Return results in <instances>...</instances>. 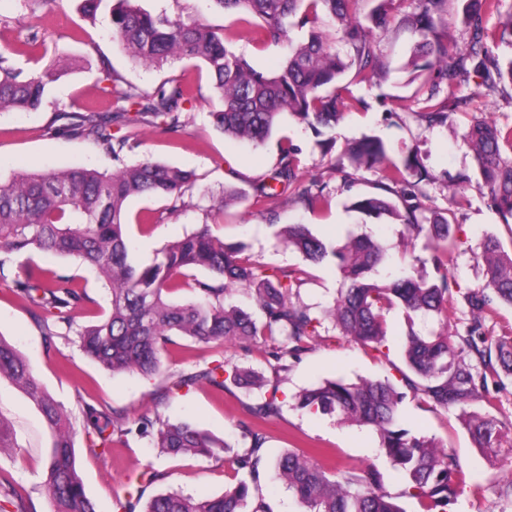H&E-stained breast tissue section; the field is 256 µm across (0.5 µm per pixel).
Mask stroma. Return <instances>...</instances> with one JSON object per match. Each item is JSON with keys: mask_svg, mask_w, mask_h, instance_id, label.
<instances>
[{"mask_svg": "<svg viewBox=\"0 0 512 512\" xmlns=\"http://www.w3.org/2000/svg\"><path fill=\"white\" fill-rule=\"evenodd\" d=\"M381 3L386 4L391 17L389 25L376 32L378 52L387 73L369 82L350 84L351 94L361 104L337 123L333 131L336 144L326 152L312 130L289 116L283 117L267 141L256 148L224 136L212 123V76L203 63L175 61L149 69L133 62L113 41L105 15H98L93 22L85 19L78 9L79 0H65L60 8L51 5L39 9L32 0H0V54L10 66L29 75L42 71L54 59L72 65L67 75L49 84L39 111L0 112V180H9L18 171L49 168L83 166L111 172L119 165L146 158L189 170L195 175V187L180 210L170 211L167 200L154 197L128 202L129 216L151 211L162 217L145 233L137 225H129L132 258L139 263L151 262L167 244L203 224L207 209L228 191L234 199L224 210L223 222L213 226V234L225 243L243 245L262 267H306L309 277L298 299L322 319L318 343L300 360L289 361L287 370L279 374L278 390L266 387L249 392L231 383L221 390L208 385L172 389L168 386L170 374L192 372L222 361L270 373L271 367L262 355L263 341H251L243 348L237 344L196 343L177 336L165 351L156 375L113 373L80 350L76 334L45 344L35 308L0 286V337L25 356L35 377L69 411L85 491L96 512H119L118 503L125 499L132 481L148 468L160 474L145 491L149 497L175 490L195 498H210L233 485L235 477L223 458L172 457L136 433L110 453H90L84 418L75 403L80 395L97 409L115 410L133 420L188 422L223 439L234 453L249 444L243 436L244 426L252 422L249 406L274 395L281 411L264 426L268 458L288 449L302 452L323 448L342 470L374 462L383 474L386 489L398 493L402 478L381 455L372 429L343 424L333 416L310 414L297 408L296 402L299 393L326 378L353 382L361 377L399 380L396 366L401 362L403 339L410 329H422L423 324L408 323L401 310H391L386 316L388 353L384 356L338 339L337 329L324 318L323 311L342 286L339 272L332 264H307L301 253L283 242L280 231L288 224H303L312 234L332 237L340 243L372 232L390 245L389 268L397 270L404 227L385 218L365 220L351 207L358 197L380 193L383 173L353 164L346 148L349 142L367 136L381 139L396 159L409 150H418L435 176L434 182L423 187L428 207L455 212L452 235L457 248L448 278L457 282L460 290L448 303L447 326L449 334L463 332L471 313L462 293L483 287L486 282L478 258L481 242L491 235L505 243L512 241V227L503 224L489 207L485 188L472 177L474 166L464 133L483 121L511 125L512 96L489 92L476 75L469 83L451 88L440 82L436 71L415 73L407 61L417 37L401 23L415 2L362 0L360 7L366 13ZM139 4L154 13H180L227 29L235 35V51L261 72L272 71L288 53L284 42L255 46L248 40L238 15L217 9L212 0H139ZM34 10L42 17L40 36L44 44L29 51L23 41L28 17ZM110 72L119 75L125 84L148 92L169 78H181L195 94L180 117L183 130L162 131L148 116L136 122L113 123V135L127 139L129 144L117 161L91 139L59 134V127L74 122L85 108L103 112L110 108L111 101L104 92ZM426 82L438 84L440 98L452 95L460 101L458 107L449 110L446 123L431 128L418 118L424 107L421 86ZM286 146L297 148L304 182L323 186L330 200L327 208L309 210L289 192L274 203L256 204L259 186L278 165L280 150ZM12 264L74 276L95 300L89 317L80 318V325L99 319L110 308V293L103 282L72 258L32 252L14 256ZM0 415L10 421L17 442L12 450L0 453V480L22 495L28 512H50L43 487L50 432L42 414L18 387L2 379ZM401 423L412 434L435 438L453 450L470 473L471 489L450 504L448 512H512V497L505 493V485L512 478V456L476 447L456 410L408 398L401 406Z\"/></svg>", "mask_w": 512, "mask_h": 512, "instance_id": "stroma-1", "label": "stroma"}]
</instances>
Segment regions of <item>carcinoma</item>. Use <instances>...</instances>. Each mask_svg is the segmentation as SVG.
Here are the masks:
<instances>
[{
    "instance_id": "obj_1",
    "label": "carcinoma",
    "mask_w": 512,
    "mask_h": 512,
    "mask_svg": "<svg viewBox=\"0 0 512 512\" xmlns=\"http://www.w3.org/2000/svg\"><path fill=\"white\" fill-rule=\"evenodd\" d=\"M224 11L241 15L255 44L288 40L294 28L307 29L306 38L291 47L278 70L256 71L236 54L232 35L182 15H153L137 0H118L110 9L112 38L118 40L133 61L162 67L174 60H201L213 77L219 108L211 112L214 126L224 135L262 145L285 115L305 123L316 134L330 130L344 111L359 101L343 94L339 85L350 70L363 80L383 73V64L368 27L359 17L360 0H213ZM450 0H416L414 11L402 24L419 36L410 65L416 71L439 69L448 85H462L475 74L491 89L512 85V58L501 64L489 43L512 46V8L503 0H469L470 37L461 52H451L442 37ZM499 17L500 28L490 32L483 25L487 15ZM339 28L342 53L329 44L324 21ZM65 73L61 64L23 77L0 54V111H36L45 101L47 86ZM115 99L112 114L93 112L84 119L82 133L93 138L115 159L127 140L112 135V122L149 114L165 129L180 128V113L193 99L192 90L176 79L151 93L107 74ZM437 85L428 87L420 113L428 125L443 124L448 113L434 108ZM477 172L488 189L489 205L503 223H512V126L477 123L465 134ZM348 153L359 166H380L386 191L399 203L377 196L362 197L351 208L367 217L386 216L408 229L425 234L436 270L432 281L403 268L380 274L389 260V245L372 233L349 239L342 245L314 236L303 224L284 228L288 246L313 264L331 262L339 269L340 289L329 315L340 338L382 353L385 315L399 308L411 320L417 316H448V248L456 246L451 235V210L427 207L421 183L432 175L421 157L412 153L399 161L388 158L384 143L375 137L348 144ZM272 180L282 190L298 192L310 207L327 203L323 188L301 186L296 153L284 148ZM195 186L194 175L176 166L150 159L126 165L111 173L83 167L43 172H21L0 181V282L11 281L14 296L41 309L45 342L71 331L75 313L91 303L86 289L67 275L46 276L40 267L10 271V256L31 250L73 257L94 270L111 293L110 312L77 332L83 352L114 373L159 372L161 356L172 337L194 341L246 342L264 337L274 372L284 369L285 357L299 359L308 344L320 337V319L296 297L306 281L303 268L259 269L240 245L226 244L213 235L210 224L169 244L148 265L131 259L126 229V204L136 196L167 199L170 211L178 210ZM479 259L485 264L486 283L463 293L472 314L463 334L448 330L425 334L410 332L401 346L406 370L401 385L388 379H361L354 383L326 380L299 396L297 407L330 415L339 421L376 431L379 445L403 478L397 495L386 490L380 471L372 464L341 474L329 471L316 455L285 452L275 461L278 477L307 512H405L395 498L418 503L422 512H447L467 486V475L457 455L435 440L418 437L400 424V407L407 397L435 407L455 409L477 447L501 450L507 434L492 416L503 379L512 377V336L495 342L485 334V318L496 306L512 308V250L490 236L481 244ZM203 269L204 279H189V271ZM194 297L175 302L170 295L184 287ZM253 292L262 320L224 299L238 289ZM12 380L42 413L51 434L44 486L51 512H96L87 496L76 464L70 414L33 375L23 354L0 337V379ZM240 387L261 386L266 380L229 363L177 375L175 385L224 387L226 380ZM78 404L86 419L88 450L104 454L112 444L136 432L152 435L154 447L169 456L214 458L224 453V442L184 421L149 420L137 425L114 412L101 411L83 399ZM272 396L253 407L252 414L265 422L280 413ZM250 446L231 460L239 476L237 484L218 497L196 499L175 491L153 496L142 512H270L259 496L260 471L265 465L264 437L255 426L245 431ZM252 509H247L249 501ZM0 512H27L15 490L0 488Z\"/></svg>"
}]
</instances>
